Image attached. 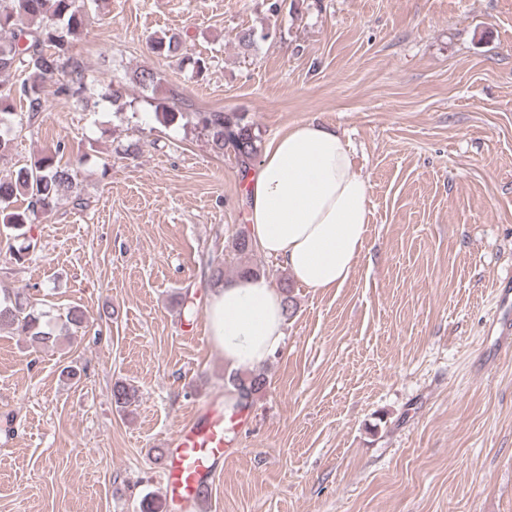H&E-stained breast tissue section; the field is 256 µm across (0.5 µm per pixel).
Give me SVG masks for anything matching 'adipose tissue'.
I'll list each match as a JSON object with an SVG mask.
<instances>
[{
    "instance_id": "adipose-tissue-1",
    "label": "adipose tissue",
    "mask_w": 512,
    "mask_h": 512,
    "mask_svg": "<svg viewBox=\"0 0 512 512\" xmlns=\"http://www.w3.org/2000/svg\"><path fill=\"white\" fill-rule=\"evenodd\" d=\"M247 234L305 287L330 291L350 279L366 240L371 185L353 170L334 128L300 122L266 144L249 174ZM211 345L229 369H258L284 341V298L266 277H237L211 290Z\"/></svg>"
}]
</instances>
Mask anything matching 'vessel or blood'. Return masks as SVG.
<instances>
[{
  "mask_svg": "<svg viewBox=\"0 0 512 512\" xmlns=\"http://www.w3.org/2000/svg\"><path fill=\"white\" fill-rule=\"evenodd\" d=\"M488 332L495 336L498 348H512L511 278L498 284ZM225 433L223 413L206 405L170 436L164 482L169 512H188L211 491L227 445Z\"/></svg>",
  "mask_w": 512,
  "mask_h": 512,
  "instance_id": "obj_1",
  "label": "vessel or blood"
}]
</instances>
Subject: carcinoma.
Wrapping results in <instances>:
<instances>
[{
  "instance_id": "1",
  "label": "carcinoma",
  "mask_w": 512,
  "mask_h": 512,
  "mask_svg": "<svg viewBox=\"0 0 512 512\" xmlns=\"http://www.w3.org/2000/svg\"><path fill=\"white\" fill-rule=\"evenodd\" d=\"M98 7V0H0V125L17 115L18 126H33L45 109L47 82L59 71L67 72L68 79L59 85L58 92L76 97L86 92L87 76L70 51ZM150 50L159 57L179 58L180 63L191 67L196 78L207 70L206 61L188 52L176 34L153 37ZM13 73L21 79L11 84L2 80ZM129 80L144 91H153L161 76L151 68H142L134 71ZM102 98L117 112L129 105L119 85ZM16 101L22 104L19 113L14 109ZM183 105L182 93L172 90L167 101L154 105V113L161 123L168 125L191 117L194 126L206 133L213 150L233 153L241 175H247L261 150V135L254 125L239 112L187 113ZM63 149L62 144H57L53 151L18 169L13 179L0 181L1 226L21 230L48 215L60 197L73 191L72 173L57 161V154ZM18 196L26 201L21 211L12 206ZM42 318L39 299L19 289L0 294V328L9 327L34 348L53 346L57 341V336L45 330ZM64 325L79 331L88 328L89 320L84 311L71 308L65 314ZM230 383L239 392L243 407L266 390L267 378L259 370L235 374ZM138 401L136 387L125 381L113 384L112 403L117 410L128 413Z\"/></svg>"
}]
</instances>
